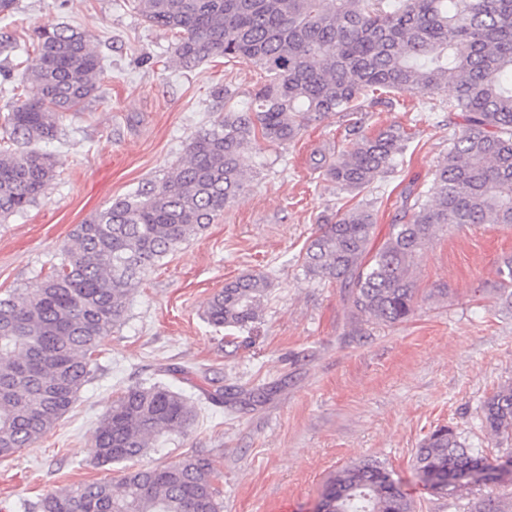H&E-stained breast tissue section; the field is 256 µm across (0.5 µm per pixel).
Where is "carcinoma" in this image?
<instances>
[{"instance_id": "obj_1", "label": "carcinoma", "mask_w": 512, "mask_h": 512, "mask_svg": "<svg viewBox=\"0 0 512 512\" xmlns=\"http://www.w3.org/2000/svg\"><path fill=\"white\" fill-rule=\"evenodd\" d=\"M152 27L177 35L184 70L210 58L242 59L264 74L243 111L228 110L197 131L173 170L75 225L61 263L30 288L0 297V458L50 432L87 383L103 340L123 319L146 273L224 214L246 190L242 154L261 140L284 145L313 124L385 94L416 90L462 119L435 170L432 192L417 194L400 223L374 246L372 207L358 204L320 225L303 258L306 276L339 284L350 323H402L416 311L415 257L440 232L471 224H512V0H136ZM32 63L0 70V94L31 95L0 125V219L44 196L57 158L42 144L59 122L98 97L101 57L78 28H34ZM408 134L390 125L359 130L323 162L336 187L360 193L390 173ZM500 297L512 307V260L498 268ZM268 280L242 275L207 303L216 328L242 329L262 311ZM195 415L182 395L132 386L93 430L96 462L119 466L109 481L50 492L34 512H221L215 461L186 455L153 468L125 466L163 432L186 434ZM481 426L512 442V384L481 405ZM414 469L432 494L462 497L502 482L492 463L460 433L442 426L425 437ZM325 512H415L384 463L367 459L336 472L320 502ZM469 512H512V496L480 497Z\"/></svg>"}]
</instances>
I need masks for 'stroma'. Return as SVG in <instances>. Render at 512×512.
<instances>
[{
	"mask_svg": "<svg viewBox=\"0 0 512 512\" xmlns=\"http://www.w3.org/2000/svg\"><path fill=\"white\" fill-rule=\"evenodd\" d=\"M0 15V35L30 40L43 22L86 32L102 59V96L61 122L47 148L54 180L27 212L0 221V295L50 272L71 232L97 210L162 176L189 138L225 108L245 109L261 72L215 58L196 70L172 60L173 33L151 27L132 0H18ZM229 89L231 100L218 97ZM448 93L404 91L396 107L342 112L279 147L258 145L243 163V195L142 278L120 326L104 341L91 380L43 438L0 459V512L74 484L114 480L94 460L92 431L126 388L163 382L194 410L184 435L162 438L144 466L185 454L215 460L224 512H316L329 478L363 459L385 463L416 512H467L465 501L432 495L413 455L448 425L488 458L504 449L482 428L486 397L512 382V310L497 295V268L512 258V226L483 224L441 233L415 260L414 316L368 324L352 335L341 288L306 277L302 255L321 217L372 204L386 237L406 191L430 190L448 152ZM409 134L394 170L359 195L339 191L315 159L335 157L352 125L389 124ZM263 272L270 282L259 319L226 333L203 317L225 281ZM257 393V401L213 405L214 386Z\"/></svg>",
	"mask_w": 512,
	"mask_h": 512,
	"instance_id": "obj_1",
	"label": "stroma"
}]
</instances>
